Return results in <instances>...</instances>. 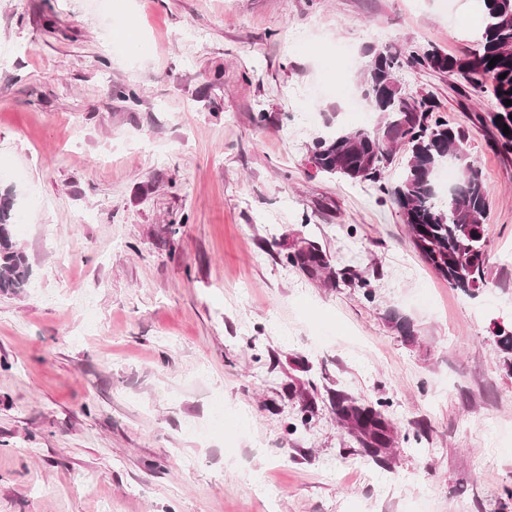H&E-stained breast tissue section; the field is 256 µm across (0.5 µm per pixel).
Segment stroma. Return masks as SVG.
<instances>
[{
	"mask_svg": "<svg viewBox=\"0 0 512 512\" xmlns=\"http://www.w3.org/2000/svg\"><path fill=\"white\" fill-rule=\"evenodd\" d=\"M480 17L476 0H0V198L32 269L0 292V512H512L493 100L397 74L468 131L490 188L476 297L387 194L309 164L359 124L313 87L359 89L391 43L468 55ZM309 242L316 275L288 259ZM341 402L379 411L389 448L367 455Z\"/></svg>",
	"mask_w": 512,
	"mask_h": 512,
	"instance_id": "1",
	"label": "stroma"
}]
</instances>
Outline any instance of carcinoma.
<instances>
[{"label": "carcinoma", "instance_id": "cac0c4a2", "mask_svg": "<svg viewBox=\"0 0 512 512\" xmlns=\"http://www.w3.org/2000/svg\"><path fill=\"white\" fill-rule=\"evenodd\" d=\"M482 21L474 32L479 50L471 57L440 56L432 49L422 55H407L401 49L384 47L372 51L362 93L377 112L391 115L382 128L353 127L336 130L316 139L311 164L320 172L351 181L378 183L389 161L390 147H407L403 172L394 185L380 191L392 197L414 245L448 286L470 297L477 295L486 280L484 220L489 190L481 169L469 160L466 132L451 127L434 115L432 102L422 96L409 103L398 95L396 73L403 66L423 67L450 73L461 82L465 93L491 96L495 111L479 117L494 132V142L512 153V0H481ZM495 67H489L494 57ZM505 78H500L501 74ZM509 127L511 134L503 133ZM458 171L448 185V195L439 193L436 174L447 163ZM12 206L0 202V292L17 293L26 288L31 265L13 238ZM313 271L327 267L314 244L293 254ZM494 335L501 350L512 353V326L495 325ZM339 417L367 442L369 452L388 447L387 425L371 407L340 405Z\"/></svg>", "mask_w": 512, "mask_h": 512}]
</instances>
